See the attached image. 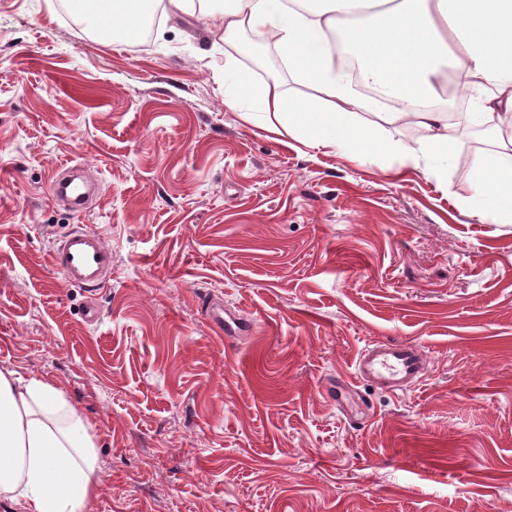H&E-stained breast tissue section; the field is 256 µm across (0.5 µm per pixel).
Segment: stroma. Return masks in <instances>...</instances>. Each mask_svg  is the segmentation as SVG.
I'll list each match as a JSON object with an SVG mask.
<instances>
[{
    "instance_id": "1",
    "label": "stroma",
    "mask_w": 512,
    "mask_h": 512,
    "mask_svg": "<svg viewBox=\"0 0 512 512\" xmlns=\"http://www.w3.org/2000/svg\"><path fill=\"white\" fill-rule=\"evenodd\" d=\"M47 2L0 0V369L91 424L89 512H512V223L469 214L476 146L444 177L284 147L225 109L249 60L197 18L113 44ZM65 164L94 209L51 200ZM79 224L93 292L50 266ZM379 341L423 380L355 381ZM50 264L83 288H101L112 275V253L104 239L80 225L58 240ZM355 379L396 393L422 378L427 371L423 351L411 343H373L356 360Z\"/></svg>"
}]
</instances>
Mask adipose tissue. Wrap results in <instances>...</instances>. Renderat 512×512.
Instances as JSON below:
<instances>
[{"label": "adipose tissue", "mask_w": 512, "mask_h": 512, "mask_svg": "<svg viewBox=\"0 0 512 512\" xmlns=\"http://www.w3.org/2000/svg\"><path fill=\"white\" fill-rule=\"evenodd\" d=\"M71 11L107 41L139 39L154 15H198L225 40L244 32L272 41L300 98L277 80L254 82L225 61L224 105L247 122L267 120L312 149L445 174L463 135L446 111L421 107L453 78L489 127L490 148L475 155L468 199L473 216L512 223V0H68ZM342 37L364 81L392 108L378 110L337 62ZM408 122L411 145L380 139L382 125ZM87 420L52 383L0 369V498L26 512H88L103 484Z\"/></svg>", "instance_id": "adipose-tissue-1"}]
</instances>
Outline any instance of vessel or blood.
<instances>
[{"label":"vessel or blood","mask_w":512,"mask_h":512,"mask_svg":"<svg viewBox=\"0 0 512 512\" xmlns=\"http://www.w3.org/2000/svg\"><path fill=\"white\" fill-rule=\"evenodd\" d=\"M71 166H61L49 185V195L69 201L74 210L85 209L87 193L71 178ZM50 264L65 278L84 288H100L112 275V253L104 239L83 226L72 228L58 240L50 254ZM427 371L423 351L411 343H374L356 360L355 378L396 393L422 378Z\"/></svg>","instance_id":"b4317fda"}]
</instances>
